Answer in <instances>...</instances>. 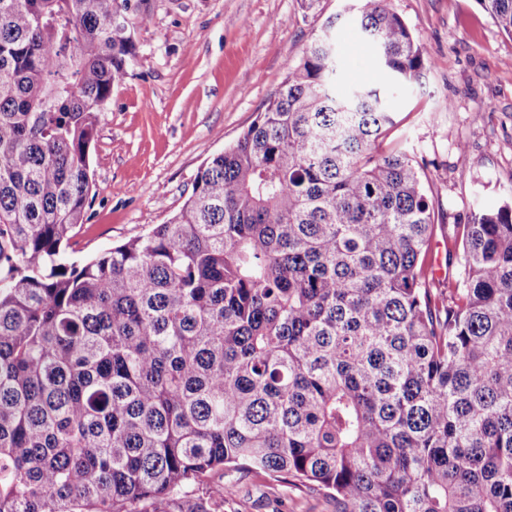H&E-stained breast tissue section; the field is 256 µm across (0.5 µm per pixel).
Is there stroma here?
Wrapping results in <instances>:
<instances>
[{
  "label": "stroma",
  "instance_id": "35a3bbf8",
  "mask_svg": "<svg viewBox=\"0 0 512 512\" xmlns=\"http://www.w3.org/2000/svg\"><path fill=\"white\" fill-rule=\"evenodd\" d=\"M136 58L99 115L89 152L91 216L67 255L82 260L165 223L198 168L237 138L286 77L327 17L341 77L383 91L394 124L384 148L426 164L436 223L512 194V37L476 0H388L427 52L420 79L395 83L363 52L357 0H139ZM466 152H459V144ZM224 512H332L315 492L262 474H230Z\"/></svg>",
  "mask_w": 512,
  "mask_h": 512
}]
</instances>
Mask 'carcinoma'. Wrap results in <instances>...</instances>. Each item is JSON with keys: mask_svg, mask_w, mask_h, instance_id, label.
I'll return each mask as SVG.
<instances>
[{"mask_svg": "<svg viewBox=\"0 0 512 512\" xmlns=\"http://www.w3.org/2000/svg\"><path fill=\"white\" fill-rule=\"evenodd\" d=\"M376 68L426 50L361 0ZM512 37V0H477ZM131 0H0V512H219L224 471L334 512H512V196L433 274L424 165L336 94L327 19L165 223L83 262Z\"/></svg>", "mask_w": 512, "mask_h": 512, "instance_id": "carcinoma-1", "label": "carcinoma"}]
</instances>
